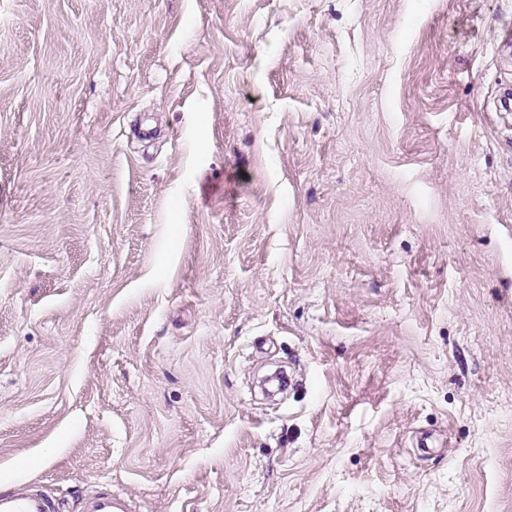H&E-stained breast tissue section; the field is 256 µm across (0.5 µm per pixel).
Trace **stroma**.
I'll list each match as a JSON object with an SVG mask.
<instances>
[{
	"instance_id": "obj_1",
	"label": "stroma",
	"mask_w": 512,
	"mask_h": 512,
	"mask_svg": "<svg viewBox=\"0 0 512 512\" xmlns=\"http://www.w3.org/2000/svg\"><path fill=\"white\" fill-rule=\"evenodd\" d=\"M507 29L512 0H0V486L512 512Z\"/></svg>"
}]
</instances>
